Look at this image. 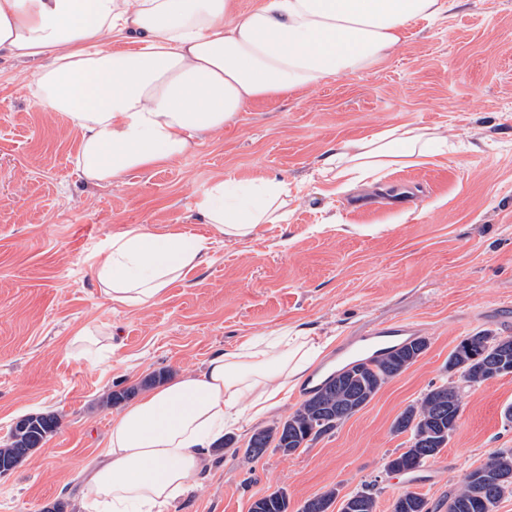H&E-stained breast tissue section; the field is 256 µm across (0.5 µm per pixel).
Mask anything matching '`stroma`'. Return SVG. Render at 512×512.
<instances>
[{
	"label": "stroma",
	"mask_w": 512,
	"mask_h": 512,
	"mask_svg": "<svg viewBox=\"0 0 512 512\" xmlns=\"http://www.w3.org/2000/svg\"><path fill=\"white\" fill-rule=\"evenodd\" d=\"M38 64L0 57V441L22 416L52 411L57 433L0 475V512H79L82 472L103 450L116 390L153 373L198 372L216 350L286 326L330 336L321 363L372 326L405 321L428 349L361 411L291 456L267 451L243 467L232 449L214 454L199 485L166 512H249L282 488L292 512L329 488L374 484L377 512L414 492L440 508L498 448H512V375L460 386L462 411L429 471L387 470L408 445L392 424L434 386L450 382L455 346L480 331L512 337V0H460L407 29L396 55L374 70L249 104L223 131L201 134L185 156L87 180L76 165L82 134L30 93ZM414 123L448 139L432 162L387 171L339 191L318 173L336 140ZM278 175L291 191L277 224L242 241L210 236L196 202L216 178ZM412 204L382 197L398 181ZM131 224L207 240L208 262L173 282L147 309L99 295L90 256ZM112 336V356L90 362L69 350L75 327ZM302 391L227 432L246 447L257 430L292 414Z\"/></svg>",
	"instance_id": "obj_1"
}]
</instances>
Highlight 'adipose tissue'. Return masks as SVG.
Masks as SVG:
<instances>
[{
	"instance_id": "adipose-tissue-1",
	"label": "adipose tissue",
	"mask_w": 512,
	"mask_h": 512,
	"mask_svg": "<svg viewBox=\"0 0 512 512\" xmlns=\"http://www.w3.org/2000/svg\"><path fill=\"white\" fill-rule=\"evenodd\" d=\"M457 0H260L235 17L230 0H0V55L41 60L33 95L81 130L83 176L111 181L174 160L255 100L373 70ZM445 138L407 123L342 140L322 172L353 184L424 164ZM290 193L264 177L215 181L198 200L213 237L240 240L275 224ZM206 241L134 224L92 259L113 304L149 308L205 259ZM308 329L243 339L200 372L145 392L112 422L85 469L84 512H165L209 468L227 425L264 416L331 345Z\"/></svg>"
}]
</instances>
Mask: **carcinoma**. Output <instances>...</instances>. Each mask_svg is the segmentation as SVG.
I'll return each instance as SVG.
<instances>
[{
    "label": "carcinoma",
    "mask_w": 512,
    "mask_h": 512,
    "mask_svg": "<svg viewBox=\"0 0 512 512\" xmlns=\"http://www.w3.org/2000/svg\"><path fill=\"white\" fill-rule=\"evenodd\" d=\"M428 348L423 337H415L378 352L371 358L354 360L329 375L316 392L304 400L285 420L255 432L243 457L247 462L261 458L274 447L284 456L294 454L365 407L390 379L414 364ZM512 366V339L479 332L462 339L448 356V371L470 386L501 376V369ZM462 408L461 395L452 384L431 388L420 402L405 408L394 428L409 433L410 445L387 462L392 473H411L436 457L448 444L457 427ZM61 427L54 412L29 414L19 419L0 445V473L20 466L28 454L42 446ZM512 448H499L467 475L462 486L445 505L446 512H494L496 504L512 493ZM337 498L331 489L307 500L300 512H329ZM286 491L277 489L254 500L250 512H289ZM340 512H376V495L370 488L349 495ZM392 512H431L429 502L420 494L405 492L392 505Z\"/></svg>",
    "instance_id": "carcinoma-1"
}]
</instances>
